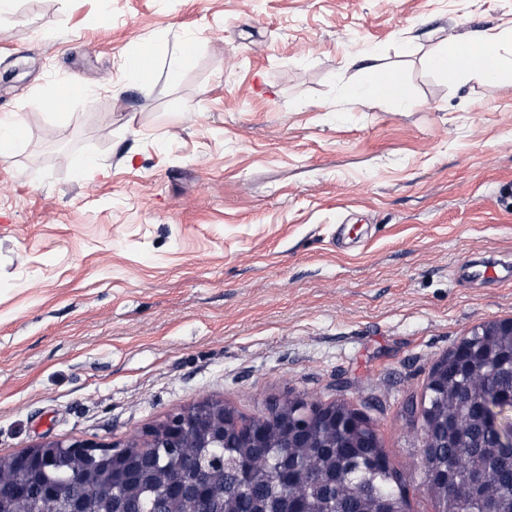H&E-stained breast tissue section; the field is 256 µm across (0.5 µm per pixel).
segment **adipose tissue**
<instances>
[{
	"label": "adipose tissue",
	"mask_w": 512,
	"mask_h": 512,
	"mask_svg": "<svg viewBox=\"0 0 512 512\" xmlns=\"http://www.w3.org/2000/svg\"><path fill=\"white\" fill-rule=\"evenodd\" d=\"M510 39L512 27L488 31L469 39L453 38L446 50L433 57L432 63L452 83L475 72L488 81L511 87L512 71L503 69L499 61L500 48ZM353 94L365 102L383 99L405 101L410 97V89L396 72L373 67L368 71L364 86L354 89Z\"/></svg>",
	"instance_id": "ef3b65f1"
}]
</instances>
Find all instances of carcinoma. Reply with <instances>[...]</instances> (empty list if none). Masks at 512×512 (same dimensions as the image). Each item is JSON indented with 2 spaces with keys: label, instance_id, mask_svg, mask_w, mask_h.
<instances>
[{
  "label": "carcinoma",
  "instance_id": "1",
  "mask_svg": "<svg viewBox=\"0 0 512 512\" xmlns=\"http://www.w3.org/2000/svg\"><path fill=\"white\" fill-rule=\"evenodd\" d=\"M472 350L448 374L430 372L425 415L432 446L422 449L426 469L447 471L453 481L428 482L423 488L444 512H483L484 500L469 495L463 478L470 472L487 475L485 496L499 512H512V449L498 448L499 434L490 425L486 402L512 394V336L490 322L467 337ZM379 438L367 428H340L333 422L316 424L304 433L285 434L277 424L268 429V447L253 448L236 430L224 433V447L205 449L211 483L208 508L187 496L164 493L170 478L185 472V459L174 449L154 448L118 463L112 480L96 481L95 512H291L293 503L278 486L280 471L297 465L292 493L303 512H377L385 503L405 507L411 484L387 464ZM78 472L59 451L39 464L29 484L28 500L3 498L0 512H58V503L41 497L42 483L69 487Z\"/></svg>",
  "mask_w": 512,
  "mask_h": 512
}]
</instances>
